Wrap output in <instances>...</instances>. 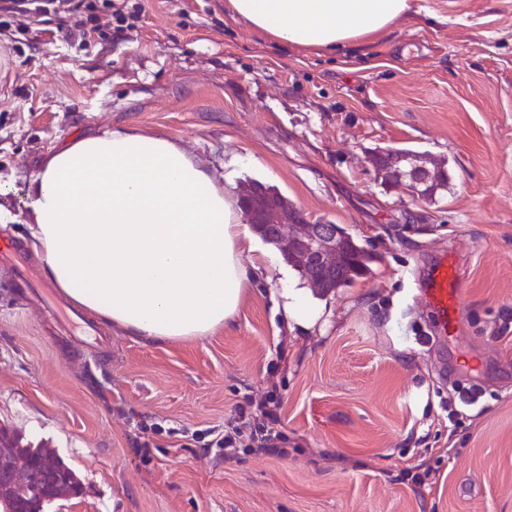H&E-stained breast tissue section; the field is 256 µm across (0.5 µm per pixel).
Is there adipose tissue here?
<instances>
[{"label":"adipose tissue","mask_w":512,"mask_h":512,"mask_svg":"<svg viewBox=\"0 0 512 512\" xmlns=\"http://www.w3.org/2000/svg\"><path fill=\"white\" fill-rule=\"evenodd\" d=\"M285 44L335 50L406 14L409 0H227ZM27 236L72 303L129 336H207L238 313L255 241L204 168L172 140L76 134L32 174Z\"/></svg>","instance_id":"1"}]
</instances>
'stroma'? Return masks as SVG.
Returning a JSON list of instances; mask_svg holds the SVG:
<instances>
[{"label": "stroma", "instance_id": "35a3bbf8", "mask_svg": "<svg viewBox=\"0 0 512 512\" xmlns=\"http://www.w3.org/2000/svg\"><path fill=\"white\" fill-rule=\"evenodd\" d=\"M135 2V28L83 46L51 14L0 26V424L83 486L45 512H512V0H413L334 52L278 43L226 0ZM107 126L176 142L231 196L276 186L350 233L369 272L313 294L306 327L285 322L263 260L234 321L175 342L52 302L22 238L30 175ZM379 148L444 159L447 190L385 186ZM445 254L462 297L447 338L419 288ZM273 389L288 458L184 440ZM144 422L165 429L147 451Z\"/></svg>", "mask_w": 512, "mask_h": 512}]
</instances>
